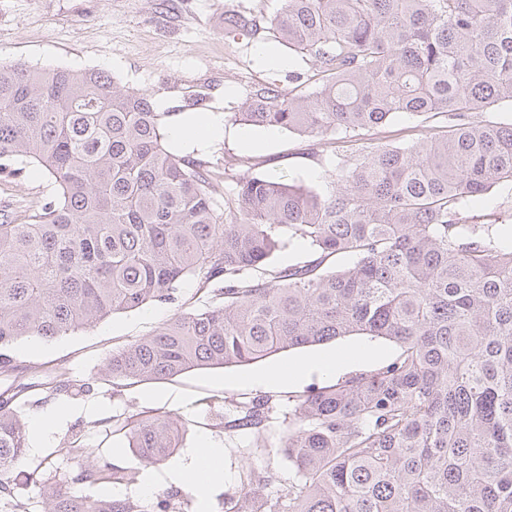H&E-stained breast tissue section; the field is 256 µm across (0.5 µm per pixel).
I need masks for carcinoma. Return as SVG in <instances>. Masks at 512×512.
Segmentation results:
<instances>
[{
	"label": "carcinoma",
	"instance_id": "obj_1",
	"mask_svg": "<svg viewBox=\"0 0 512 512\" xmlns=\"http://www.w3.org/2000/svg\"><path fill=\"white\" fill-rule=\"evenodd\" d=\"M269 32L311 64L319 85L257 90L237 118L332 144L398 114L445 115L412 143L332 153L323 189L251 173L243 157L219 205L201 164L171 153L151 95L104 71L0 64V169L33 165L55 196L30 224H0V370L18 340H50L194 279L213 289L112 353L106 374L171 379L247 365L364 334L397 357L295 400L283 448L288 487L249 470L224 512H512V249L466 215L512 183V123L469 119L512 106V0H284ZM314 259L275 269L286 243ZM341 255L344 268L326 262ZM0 400V512H176L172 497H91L86 483L137 482L179 448L167 412L112 421L139 461L118 468L73 445L74 475L46 484L26 466L25 424ZM269 402L233 420L260 431Z\"/></svg>",
	"mask_w": 512,
	"mask_h": 512
}]
</instances>
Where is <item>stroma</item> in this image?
<instances>
[{
	"label": "stroma",
	"mask_w": 512,
	"mask_h": 512,
	"mask_svg": "<svg viewBox=\"0 0 512 512\" xmlns=\"http://www.w3.org/2000/svg\"><path fill=\"white\" fill-rule=\"evenodd\" d=\"M281 5L282 0H0V62L101 69L120 85L148 92L155 111L165 113L163 127L168 131L193 119L208 120L216 129L208 140L173 141L169 147L208 166L215 197H223L232 186L224 176V159L230 155L251 156L255 172L270 178L322 186L335 178L326 162L330 145L235 119L256 89L296 93L295 74L308 70L300 54L265 32ZM232 14L255 18L257 31L225 33L224 18ZM262 47L283 57L285 66L264 63L258 55ZM444 123L440 115H402L371 131L370 137L382 144L407 143ZM53 193L51 180L34 168L0 171V224L25 223L36 203ZM469 211L499 221L503 247L512 246V185L477 198ZM211 299V290L188 280L180 287L178 303L149 304L106 318L89 330L14 345L12 370L0 373V396H15L24 404L30 440L38 447L28 457L29 467L43 479L69 475L66 448L77 432L115 465L136 466L124 441L106 437L103 424L115 416L159 409L182 419L186 432L173 457L143 469V476L152 478L155 494H174L178 512H223L225 498L239 490L250 468L269 464L281 477L291 475L282 446L294 399L345 376L373 371L398 352L394 342L354 335L245 366L195 369L172 380H107L104 368L113 351L152 334L180 309H201ZM368 345L376 348L375 356L334 375L313 372L296 384L259 381L273 369ZM258 398L271 405L260 435L229 428V421ZM203 437L224 451V482L204 507L196 496L178 495L170 479L171 470Z\"/></svg>",
	"instance_id": "obj_1"
}]
</instances>
